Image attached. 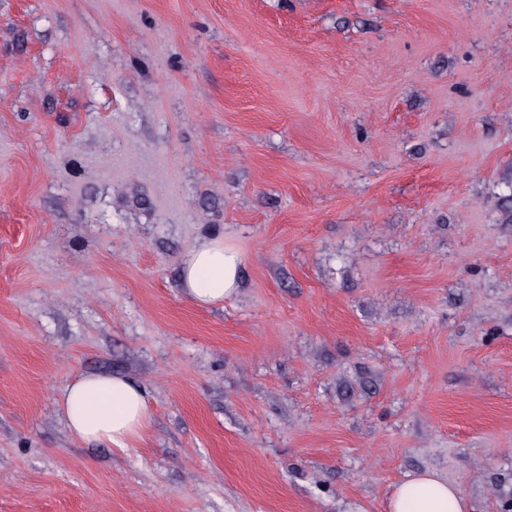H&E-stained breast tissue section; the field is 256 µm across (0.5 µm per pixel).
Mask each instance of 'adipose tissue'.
I'll return each mask as SVG.
<instances>
[{"mask_svg":"<svg viewBox=\"0 0 512 512\" xmlns=\"http://www.w3.org/2000/svg\"><path fill=\"white\" fill-rule=\"evenodd\" d=\"M241 257L223 236L205 239L182 261L180 282L195 304L212 306L236 294L241 283ZM58 405L71 435L86 444L129 448L149 427L143 390L131 379L112 374H86L67 384ZM461 491L437 473L410 476L395 489L389 512H467Z\"/></svg>","mask_w":512,"mask_h":512,"instance_id":"ef3b65f1","label":"adipose tissue"}]
</instances>
